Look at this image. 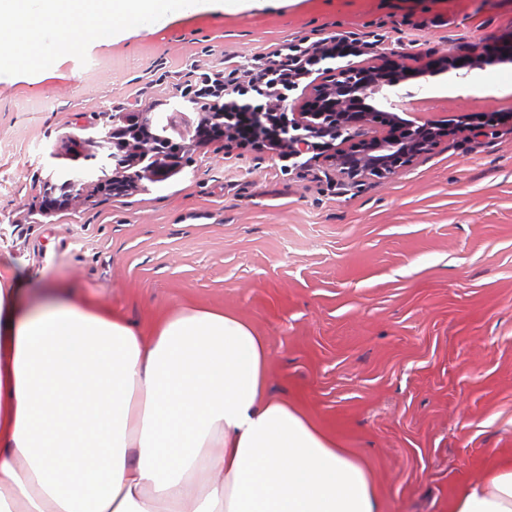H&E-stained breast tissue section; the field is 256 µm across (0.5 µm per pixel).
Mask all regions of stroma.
Instances as JSON below:
<instances>
[{
	"mask_svg": "<svg viewBox=\"0 0 512 512\" xmlns=\"http://www.w3.org/2000/svg\"><path fill=\"white\" fill-rule=\"evenodd\" d=\"M316 29L385 32L395 54L427 58L512 34V0H250L152 33L93 30L46 68L0 51V264L139 327L181 305L241 316L266 339L271 393L369 462L383 512H449L512 455V119L360 184L316 158L287 168L195 141L202 115L176 93L191 63ZM420 85L440 118L480 123L512 95V64ZM130 112L185 144L179 166L44 211L50 172L97 179L90 139Z\"/></svg>",
	"mask_w": 512,
	"mask_h": 512,
	"instance_id": "stroma-1",
	"label": "stroma"
}]
</instances>
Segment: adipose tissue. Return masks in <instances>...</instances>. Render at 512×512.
<instances>
[{"instance_id":"obj_1","label":"adipose tissue","mask_w":512,"mask_h":512,"mask_svg":"<svg viewBox=\"0 0 512 512\" xmlns=\"http://www.w3.org/2000/svg\"><path fill=\"white\" fill-rule=\"evenodd\" d=\"M203 0H0L25 29L0 45L54 61L114 21L161 29ZM265 337L181 306L147 328L0 267V512H381L366 461L269 392ZM450 512H512V456Z\"/></svg>"}]
</instances>
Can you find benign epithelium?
Here are the masks:
<instances>
[{
    "instance_id": "7a95c632",
    "label": "benign epithelium",
    "mask_w": 512,
    "mask_h": 512,
    "mask_svg": "<svg viewBox=\"0 0 512 512\" xmlns=\"http://www.w3.org/2000/svg\"><path fill=\"white\" fill-rule=\"evenodd\" d=\"M488 48L474 44L462 51H452L433 59H388L382 54L352 65L330 68L306 87L307 99L296 106L287 120L298 130V151L309 148V132L317 131L341 143L320 156L325 166L340 180L358 184L367 180H384L409 166L443 143L458 138L478 139L488 134L487 125L456 123H418L402 117L407 100L414 96L403 88L409 80L438 72L472 70L487 62ZM218 134L230 136L224 128V113L202 114L196 140L202 142ZM108 149L115 169L93 184V191L105 195L124 194L137 182L176 162L186 151L182 144L155 133L147 112H131L126 126L109 130L98 141ZM150 156L153 164L133 171L130 157ZM43 208L52 211L76 199L84 183L74 182L72 175L62 174L46 180Z\"/></svg>"
}]
</instances>
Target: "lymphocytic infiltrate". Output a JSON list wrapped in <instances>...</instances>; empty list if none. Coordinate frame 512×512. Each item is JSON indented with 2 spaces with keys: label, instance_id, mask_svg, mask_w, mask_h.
<instances>
[{
  "label": "lymphocytic infiltrate",
  "instance_id": "f902f5d3",
  "mask_svg": "<svg viewBox=\"0 0 512 512\" xmlns=\"http://www.w3.org/2000/svg\"><path fill=\"white\" fill-rule=\"evenodd\" d=\"M384 42V34L367 39L354 32L285 39L244 60L225 55L219 69L191 65L180 94L196 111L223 113L225 124L245 137L251 113L274 116L288 111L291 92L311 75L321 73L325 64L362 56L366 49Z\"/></svg>",
  "mask_w": 512,
  "mask_h": 512
}]
</instances>
